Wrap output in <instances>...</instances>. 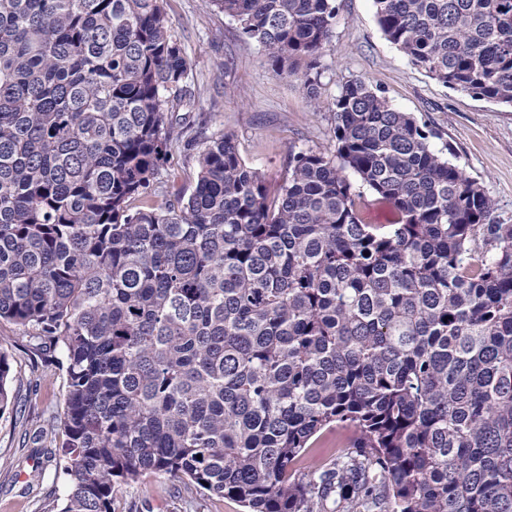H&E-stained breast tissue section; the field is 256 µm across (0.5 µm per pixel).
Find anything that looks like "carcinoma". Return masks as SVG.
Wrapping results in <instances>:
<instances>
[{
	"label": "carcinoma",
	"mask_w": 512,
	"mask_h": 512,
	"mask_svg": "<svg viewBox=\"0 0 512 512\" xmlns=\"http://www.w3.org/2000/svg\"><path fill=\"white\" fill-rule=\"evenodd\" d=\"M162 2L0 0V320L61 354L56 512L148 472L247 512H512V224L361 79L277 195L222 133L159 200L195 100ZM210 2L315 93L339 0ZM373 4L413 65L512 106V0ZM365 190L395 223L362 222ZM10 379L0 351V417ZM339 423L354 454L291 480Z\"/></svg>",
	"instance_id": "obj_1"
}]
</instances>
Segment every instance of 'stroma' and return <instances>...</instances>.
<instances>
[{
  "label": "stroma",
  "mask_w": 512,
  "mask_h": 512,
  "mask_svg": "<svg viewBox=\"0 0 512 512\" xmlns=\"http://www.w3.org/2000/svg\"><path fill=\"white\" fill-rule=\"evenodd\" d=\"M163 8L189 61L196 101L177 114L179 139L157 180L161 199L189 196L197 181L198 146L221 133L233 136L241 158L259 172L269 191H277L286 176L289 148L333 150L327 105L346 81L362 79L393 107L432 127L435 146L453 149L455 163L483 186L500 219L512 224V107L443 86L412 65L384 38L373 0H341L312 96L295 78L275 74L264 51L245 41L236 23L209 0H164ZM0 350L10 357L16 396L12 412L0 418V512H51L67 490L56 471L60 437L51 426L65 407V383L58 369L31 355L27 333L5 320H0ZM355 439L354 430L344 425L325 430L297 465V474L351 452ZM112 512L244 508L237 500L148 473L134 483H116Z\"/></svg>",
  "instance_id": "1"
}]
</instances>
